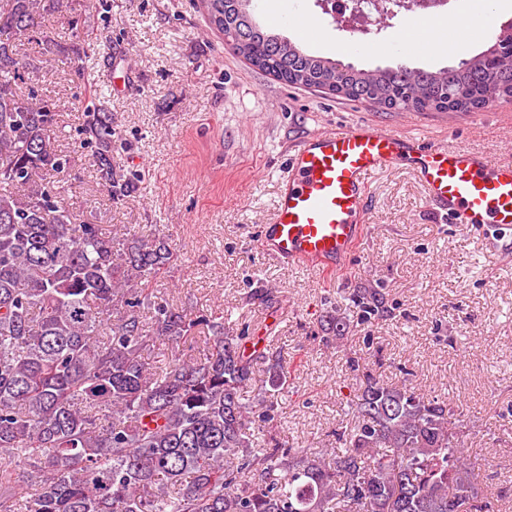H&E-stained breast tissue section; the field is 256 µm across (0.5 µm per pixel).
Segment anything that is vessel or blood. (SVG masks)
Wrapping results in <instances>:
<instances>
[{"instance_id":"b4317fda","label":"vessel or blood","mask_w":512,"mask_h":512,"mask_svg":"<svg viewBox=\"0 0 512 512\" xmlns=\"http://www.w3.org/2000/svg\"><path fill=\"white\" fill-rule=\"evenodd\" d=\"M289 25L304 41L326 36L325 27L303 12L295 13ZM495 26L486 4L455 18L448 32L422 23L416 31L404 27L384 41L365 43L360 51L444 54L449 46L493 35ZM395 167L416 173L438 216L463 232L489 236L491 251L512 253V157L429 144L364 121L312 132L291 148L274 213L257 237L259 251L284 264L306 265L322 283L340 279L368 232L363 222L368 183Z\"/></svg>"}]
</instances>
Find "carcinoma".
Returning a JSON list of instances; mask_svg holds the SVG:
<instances>
[{"mask_svg":"<svg viewBox=\"0 0 512 512\" xmlns=\"http://www.w3.org/2000/svg\"><path fill=\"white\" fill-rule=\"evenodd\" d=\"M199 4L227 48L290 85L328 75L345 97L386 109L512 99V67L486 69L483 52L438 71L358 70L279 33L256 0ZM62 8L0 6V512H493L448 403L377 377L358 356H348L359 388L348 426L332 431L338 447H290L270 426L273 394L288 388L281 352H247L245 329L224 316L157 299L151 283L174 249L82 220L49 185L70 159L18 45ZM81 135L110 196H128L111 113L87 107ZM353 298L366 319L386 310L374 288ZM189 339L204 357L174 355ZM259 364L269 388L249 400Z\"/></svg>","mask_w":512,"mask_h":512,"instance_id":"obj_1","label":"carcinoma"}]
</instances>
